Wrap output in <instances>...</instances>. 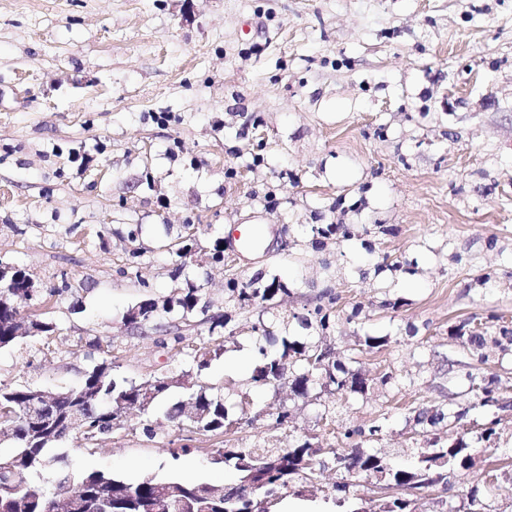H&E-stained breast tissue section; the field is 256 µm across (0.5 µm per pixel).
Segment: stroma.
I'll use <instances>...</instances> for the list:
<instances>
[{"label":"stroma","mask_w":512,"mask_h":512,"mask_svg":"<svg viewBox=\"0 0 512 512\" xmlns=\"http://www.w3.org/2000/svg\"><path fill=\"white\" fill-rule=\"evenodd\" d=\"M229 224L274 232L219 260ZM0 262L39 289L21 318L57 326L0 349L2 387L76 386L98 340L114 376H170V399L223 391L225 447L323 448L378 424L364 449L405 467L461 437L475 466L417 512L472 487L512 512V478L485 480L512 459V0H0ZM256 277L286 290L240 302L233 284ZM186 288L190 320L127 323ZM213 334L224 353L197 369L179 348ZM285 337L365 391L254 382L259 347ZM476 377L500 405L478 403ZM422 411L444 419L421 430ZM216 443L134 409L111 438L59 449L131 482L237 483L210 464ZM344 479L327 460L286 502L336 512Z\"/></svg>","instance_id":"35a3bbf8"}]
</instances>
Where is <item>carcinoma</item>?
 <instances>
[{
    "label": "carcinoma",
    "mask_w": 512,
    "mask_h": 512,
    "mask_svg": "<svg viewBox=\"0 0 512 512\" xmlns=\"http://www.w3.org/2000/svg\"><path fill=\"white\" fill-rule=\"evenodd\" d=\"M7 272L9 282H0V348L14 344L19 337L13 335L8 321L13 315V305L28 297L27 283L32 277L22 268L1 264ZM252 279L242 288L236 289L239 300L245 303H263L271 300L280 289L257 286ZM199 303L198 289L188 288L181 297L158 305L154 300H145L129 311L127 322L139 324L152 318L158 310L170 313L178 311L187 319ZM224 353L221 337H211L202 346L192 349L191 356L198 368L208 367ZM261 365L255 368L253 380L258 383L275 380L288 373L297 362H302L304 372L298 375L300 384L309 381L311 366L309 359L314 353L297 341L284 337L281 350L268 354L259 348ZM321 367L316 372L328 384L339 390L364 391L361 380L350 382L336 376V365L326 363L327 353H319ZM171 383L168 377L153 375L140 382L119 379L112 375V361L103 358L88 370L80 385L58 406V417L64 422L68 409H73L82 419L83 435L91 434L100 440L112 436L114 428L120 426L124 408L134 402L147 401L146 410L167 404ZM34 397L29 386L0 387V427H12L10 450L0 453V462L15 460L25 482L26 502L24 508L15 507L11 495L3 488L11 483L13 473L0 467V512H49L52 502L61 491L72 483L79 487L81 496L73 512H251V499L259 497L274 509L288 493V488L300 479H309L315 472L316 455L308 443L291 448H218L215 453L223 457L222 466H228L247 481L254 492L250 498L242 497L243 486L212 484L196 477L172 476L168 478H146L128 482L121 477L100 470L87 471L67 463L64 456L55 453L61 438L45 428H38L26 419L28 406ZM196 404L205 416L203 425L207 430L220 434L228 421L229 410L224 404V395L212 392L204 385L189 388L185 399L167 404L165 415L169 420L182 416L185 405ZM336 466L346 473L356 472L367 477L381 474L385 483L396 488L397 495L379 505V510L370 506L348 510V512H415V500L403 496L404 492L422 491L438 485L448 486L450 480L464 475L471 467L468 445L460 440L447 447L427 448L420 452L417 466L410 469H393L386 460L374 452L336 448L332 451Z\"/></svg>",
    "instance_id": "obj_1"
}]
</instances>
